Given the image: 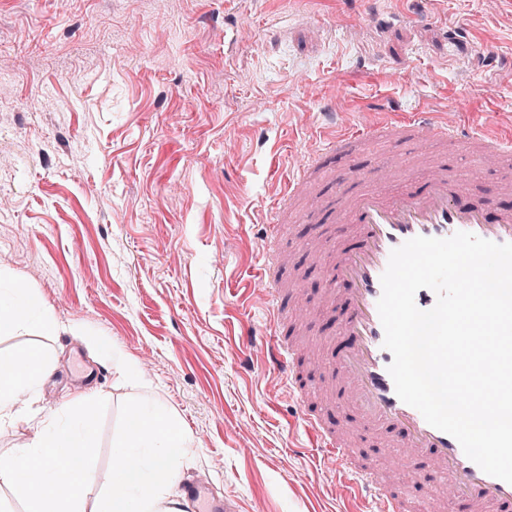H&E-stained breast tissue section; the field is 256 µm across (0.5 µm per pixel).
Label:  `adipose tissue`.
Returning <instances> with one entry per match:
<instances>
[{
  "mask_svg": "<svg viewBox=\"0 0 512 512\" xmlns=\"http://www.w3.org/2000/svg\"><path fill=\"white\" fill-rule=\"evenodd\" d=\"M35 321L40 330L52 333L57 323L32 290L0 289V335H7ZM52 365L50 353L30 349L0 360V420L34 417L42 380Z\"/></svg>",
  "mask_w": 512,
  "mask_h": 512,
  "instance_id": "obj_1",
  "label": "adipose tissue"
}]
</instances>
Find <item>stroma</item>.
I'll use <instances>...</instances> for the list:
<instances>
[{
    "label": "stroma",
    "instance_id": "obj_1",
    "mask_svg": "<svg viewBox=\"0 0 512 512\" xmlns=\"http://www.w3.org/2000/svg\"><path fill=\"white\" fill-rule=\"evenodd\" d=\"M361 8L0 0V284L36 290L59 325L0 336V357L54 354L41 414L106 400L97 476L120 405L145 394L191 438L183 481L238 512H357L320 470L287 381L239 348L240 321L266 326L262 223L326 112L355 127L430 110L512 132V0H379L360 22ZM32 97L40 112L24 110ZM280 274L303 282L295 323L332 334L317 273ZM117 353L133 379L115 375Z\"/></svg>",
    "mask_w": 512,
    "mask_h": 512
}]
</instances>
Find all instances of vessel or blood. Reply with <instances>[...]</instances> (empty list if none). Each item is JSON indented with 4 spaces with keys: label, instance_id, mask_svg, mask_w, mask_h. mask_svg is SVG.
I'll return each instance as SVG.
<instances>
[{
    "label": "vessel or blood",
    "instance_id": "1",
    "mask_svg": "<svg viewBox=\"0 0 512 512\" xmlns=\"http://www.w3.org/2000/svg\"><path fill=\"white\" fill-rule=\"evenodd\" d=\"M378 138L400 144L425 141L440 152L426 163L411 154L390 153L372 176L350 161L332 177L334 198L312 190L311 177L323 170L325 155L344 154ZM451 144L471 148L486 167H506L505 177L474 194L471 178L448 163L444 148ZM511 194L512 134L470 128L439 112H418L397 123L331 130L278 200L282 216L301 198L310 213L333 216L336 246L320 250L317 272L323 280L321 303L335 319L336 334L318 340L322 380L302 383L304 341L293 333L280 336L288 317L285 303L299 286L276 274L299 259L277 251L284 226L270 225L258 246L271 330L263 359L289 382L296 421L310 431L324 464L344 471L350 494L367 505V512H451L460 502L467 512H512V484L482 471L455 438L429 425L397 396L388 372L393 356L383 346L377 308L390 253L409 239L447 238L463 231L512 242V208L498 204ZM365 432L379 447L398 449L396 461L368 462L361 438ZM184 491L186 512H236L201 482L187 483Z\"/></svg>",
    "mask_w": 512,
    "mask_h": 512
}]
</instances>
